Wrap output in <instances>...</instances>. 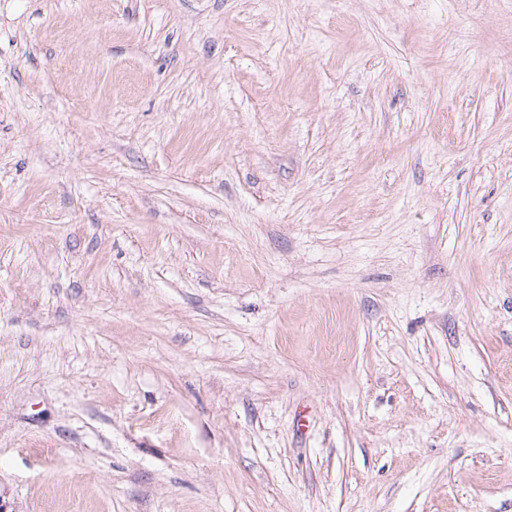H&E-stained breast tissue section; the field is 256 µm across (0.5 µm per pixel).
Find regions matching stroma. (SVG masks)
Here are the masks:
<instances>
[{"mask_svg": "<svg viewBox=\"0 0 512 512\" xmlns=\"http://www.w3.org/2000/svg\"><path fill=\"white\" fill-rule=\"evenodd\" d=\"M8 512H512V0H0Z\"/></svg>", "mask_w": 512, "mask_h": 512, "instance_id": "35a3bbf8", "label": "stroma"}]
</instances>
